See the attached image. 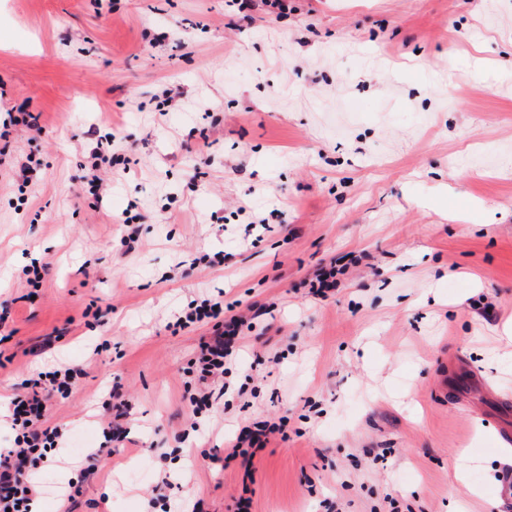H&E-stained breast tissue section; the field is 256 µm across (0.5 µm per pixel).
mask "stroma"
Returning <instances> with one entry per match:
<instances>
[{
	"mask_svg": "<svg viewBox=\"0 0 512 512\" xmlns=\"http://www.w3.org/2000/svg\"><path fill=\"white\" fill-rule=\"evenodd\" d=\"M176 92L167 119L156 105ZM0 396L58 362L88 374L50 419L78 460L101 396L133 405L131 445L71 512H142L161 472L182 512H503L512 461V0H0ZM98 126L125 172L109 213L79 189ZM40 182L19 193L27 161ZM141 214L140 241L112 217ZM277 211L276 226L246 235ZM292 236H285V229ZM51 265L28 298L29 250ZM223 252V267L179 266ZM349 267L327 299L307 277ZM270 312L230 378L261 393L189 430L184 372L210 325L195 299ZM55 338L52 352L34 348ZM288 418L252 474L204 460L248 421ZM465 465V483L454 471Z\"/></svg>",
	"mask_w": 512,
	"mask_h": 512,
	"instance_id": "1",
	"label": "stroma"
}]
</instances>
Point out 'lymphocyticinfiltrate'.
Segmentation results:
<instances>
[{
  "instance_id": "1",
  "label": "lymphocytic infiltrate",
  "mask_w": 512,
  "mask_h": 512,
  "mask_svg": "<svg viewBox=\"0 0 512 512\" xmlns=\"http://www.w3.org/2000/svg\"><path fill=\"white\" fill-rule=\"evenodd\" d=\"M205 320L212 324L211 333L202 337L194 361L201 388L190 399V427L195 431L210 427L215 408L224 401L222 381L243 348L239 328L246 317L223 297H208L177 317L174 326L185 329ZM78 374V368L71 365L38 373L27 379L23 391L12 398L5 421L15 437L13 448L0 451V512H32L39 494L36 475L48 459L60 453L68 435L63 426L49 423L48 409L52 402L70 398ZM286 436L283 421L254 422L236 433L223 463L228 468L253 469L258 451Z\"/></svg>"
}]
</instances>
